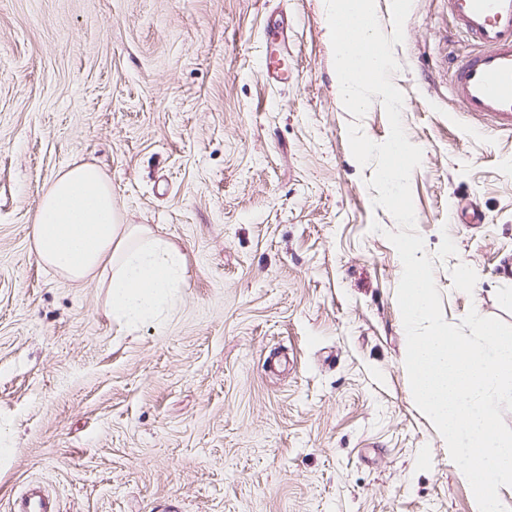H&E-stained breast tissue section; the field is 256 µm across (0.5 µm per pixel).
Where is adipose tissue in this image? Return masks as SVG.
I'll return each mask as SVG.
<instances>
[{"mask_svg":"<svg viewBox=\"0 0 512 512\" xmlns=\"http://www.w3.org/2000/svg\"><path fill=\"white\" fill-rule=\"evenodd\" d=\"M30 241L47 269L106 288L113 318L128 327L153 322L184 281L183 254L146 225L123 223L111 182L93 165L71 166L50 181Z\"/></svg>","mask_w":512,"mask_h":512,"instance_id":"obj_1","label":"adipose tissue"}]
</instances>
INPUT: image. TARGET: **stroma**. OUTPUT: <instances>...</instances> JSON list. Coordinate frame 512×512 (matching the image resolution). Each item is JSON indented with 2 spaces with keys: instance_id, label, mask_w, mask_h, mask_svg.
Masks as SVG:
<instances>
[{
  "instance_id": "1",
  "label": "stroma",
  "mask_w": 512,
  "mask_h": 512,
  "mask_svg": "<svg viewBox=\"0 0 512 512\" xmlns=\"http://www.w3.org/2000/svg\"><path fill=\"white\" fill-rule=\"evenodd\" d=\"M283 17L274 84L259 63ZM473 49L447 0H413L393 82L423 151L416 230L428 255L457 248L435 265L444 318L512 324V133L448 78ZM352 120L324 0H0V512L30 485L60 512H475L413 399L396 222ZM76 164L184 254L161 322L126 329L106 289L32 251L43 191Z\"/></svg>"
}]
</instances>
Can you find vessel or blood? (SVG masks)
<instances>
[{
  "mask_svg": "<svg viewBox=\"0 0 512 512\" xmlns=\"http://www.w3.org/2000/svg\"><path fill=\"white\" fill-rule=\"evenodd\" d=\"M448 12L475 43L470 55L455 60L450 82L456 100L471 117L512 132V0H448ZM288 26L279 23L260 61L267 80L288 77ZM16 512H58L38 489L24 494Z\"/></svg>",
  "mask_w": 512,
  "mask_h": 512,
  "instance_id": "1",
  "label": "vessel or blood"
}]
</instances>
